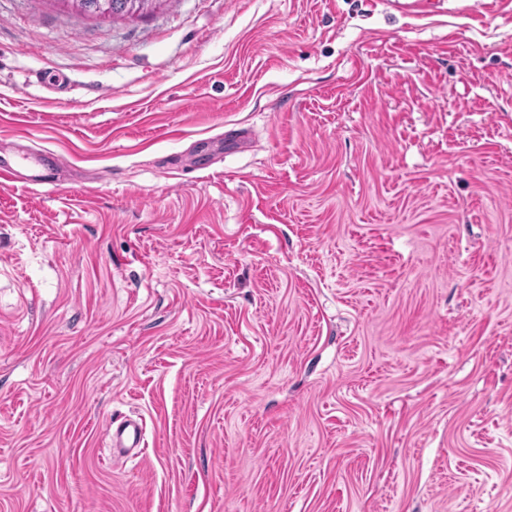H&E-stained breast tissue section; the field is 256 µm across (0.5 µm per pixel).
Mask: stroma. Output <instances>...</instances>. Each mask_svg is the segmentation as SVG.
<instances>
[{
  "label": "stroma",
  "mask_w": 512,
  "mask_h": 512,
  "mask_svg": "<svg viewBox=\"0 0 512 512\" xmlns=\"http://www.w3.org/2000/svg\"><path fill=\"white\" fill-rule=\"evenodd\" d=\"M0 159V512H512V0H0ZM114 424V423H113ZM110 425L116 448H139L142 441V427L133 420H123L115 428Z\"/></svg>",
  "instance_id": "1"
}]
</instances>
